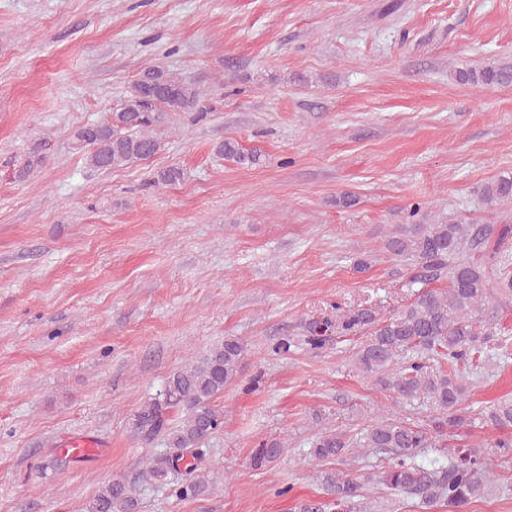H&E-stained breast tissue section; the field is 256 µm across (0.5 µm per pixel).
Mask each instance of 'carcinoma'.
Here are the masks:
<instances>
[{"label": "carcinoma", "mask_w": 512, "mask_h": 512, "mask_svg": "<svg viewBox=\"0 0 512 512\" xmlns=\"http://www.w3.org/2000/svg\"><path fill=\"white\" fill-rule=\"evenodd\" d=\"M463 84L495 86L512 84V65H487L460 71ZM201 92L170 75L160 66L146 69L126 96L112 108L105 121L86 124L74 131L76 144L85 150L87 167L106 172L156 155L162 142L155 130L163 112H185L197 105ZM220 155L254 162L257 156L243 152L239 142L226 139L216 147ZM482 196L490 204L512 200V177L502 176L483 186ZM509 224L466 227L453 222L403 224L386 241V249L400 257H411L430 284L448 280L445 288L422 291L413 302L383 318L369 307L336 314V319L308 325L306 344L321 348L330 334L361 336L353 364L361 376L376 387L407 401H425L448 417L449 430L472 426L481 418L500 428L512 427V399H502L485 413L460 415L466 397L464 370L482 353L488 311L512 302V277L496 271L497 260L509 237ZM244 355L236 338L209 349L190 366L170 374L159 393L135 416L134 432L149 445L161 438L168 454L148 458L140 477L164 483L168 472L183 462L185 478L176 484L177 496L202 495L207 480L198 471L202 457L196 449L224 423L213 402L233 381ZM434 444L423 426L381 418L351 438L343 430L320 433L311 443L309 456L318 462L345 463L354 448H369L389 456L378 483L390 494L416 499L431 507L448 506L460 512L482 496L487 477L486 462L469 444L443 445L428 459L423 448ZM283 443L268 440L254 449V465L278 460ZM325 497L304 503L300 512H353L362 483L354 475L333 469L321 475ZM139 502L131 482L124 477L103 484L86 512H138Z\"/></svg>", "instance_id": "cac0c4a2"}]
</instances>
